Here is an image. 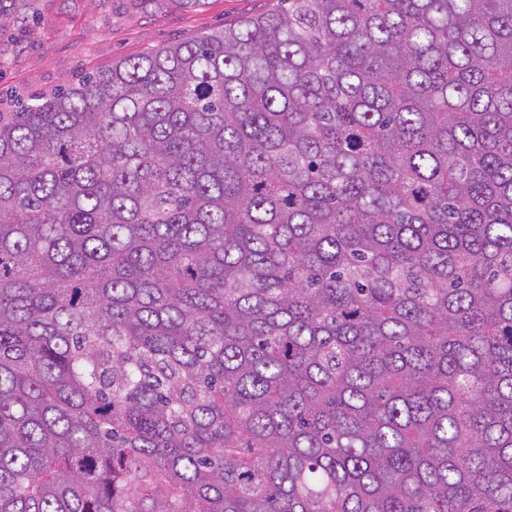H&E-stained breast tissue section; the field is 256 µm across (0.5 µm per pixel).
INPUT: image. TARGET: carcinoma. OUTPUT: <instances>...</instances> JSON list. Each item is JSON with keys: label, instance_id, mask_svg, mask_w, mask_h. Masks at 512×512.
Masks as SVG:
<instances>
[{"label": "carcinoma", "instance_id": "carcinoma-1", "mask_svg": "<svg viewBox=\"0 0 512 512\" xmlns=\"http://www.w3.org/2000/svg\"><path fill=\"white\" fill-rule=\"evenodd\" d=\"M284 2L0 112V512H512V0Z\"/></svg>", "mask_w": 512, "mask_h": 512}]
</instances>
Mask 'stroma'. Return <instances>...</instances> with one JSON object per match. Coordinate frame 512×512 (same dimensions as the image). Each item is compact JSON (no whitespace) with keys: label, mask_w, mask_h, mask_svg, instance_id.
<instances>
[{"label":"stroma","mask_w":512,"mask_h":512,"mask_svg":"<svg viewBox=\"0 0 512 512\" xmlns=\"http://www.w3.org/2000/svg\"><path fill=\"white\" fill-rule=\"evenodd\" d=\"M281 0H39L34 25L0 36V112L113 61L277 11Z\"/></svg>","instance_id":"stroma-1"}]
</instances>
